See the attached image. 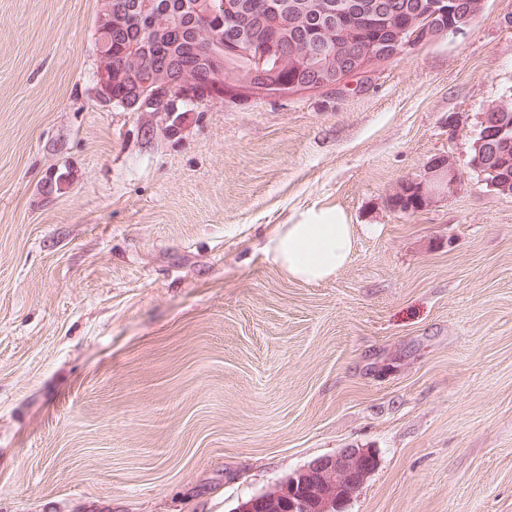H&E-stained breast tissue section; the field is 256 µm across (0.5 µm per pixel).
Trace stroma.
I'll return each instance as SVG.
<instances>
[{
    "instance_id": "1",
    "label": "stroma",
    "mask_w": 512,
    "mask_h": 512,
    "mask_svg": "<svg viewBox=\"0 0 512 512\" xmlns=\"http://www.w3.org/2000/svg\"><path fill=\"white\" fill-rule=\"evenodd\" d=\"M97 9L0 0V512H233L343 448L345 512H512V197L469 166L512 0L354 91L175 112L96 98ZM312 205L358 229L319 284L262 251ZM459 181V174L450 157L446 155L436 157L423 175L403 179L388 196V200H393L413 188L419 196L417 207L415 208L417 204L415 191L406 197H400L399 200L388 201V206L397 212H407L409 209L413 211L412 213L418 212L427 208L438 198L452 194ZM411 210L407 213H411Z\"/></svg>"
}]
</instances>
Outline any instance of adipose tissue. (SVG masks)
<instances>
[{
	"instance_id": "obj_1",
	"label": "adipose tissue",
	"mask_w": 512,
	"mask_h": 512,
	"mask_svg": "<svg viewBox=\"0 0 512 512\" xmlns=\"http://www.w3.org/2000/svg\"><path fill=\"white\" fill-rule=\"evenodd\" d=\"M357 231L338 206L309 207L293 214L268 237L263 252L289 277L319 283L346 267Z\"/></svg>"
}]
</instances>
